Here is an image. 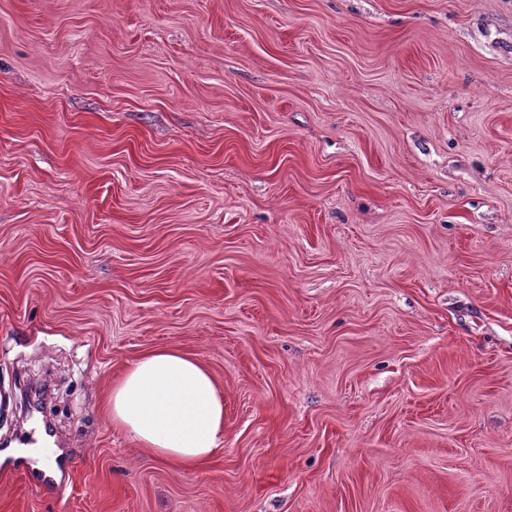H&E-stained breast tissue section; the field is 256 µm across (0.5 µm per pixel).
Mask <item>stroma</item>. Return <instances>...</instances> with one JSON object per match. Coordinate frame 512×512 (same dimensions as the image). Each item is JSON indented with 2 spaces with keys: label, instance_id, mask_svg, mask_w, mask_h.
<instances>
[{
  "label": "stroma",
  "instance_id": "35a3bbf8",
  "mask_svg": "<svg viewBox=\"0 0 512 512\" xmlns=\"http://www.w3.org/2000/svg\"><path fill=\"white\" fill-rule=\"evenodd\" d=\"M175 347L224 443L106 410ZM0 512H512V0H0ZM112 426L161 459L193 467L224 440V393L194 357L159 348L138 357L112 385ZM1 455L5 460H8L7 465H13V467L16 468L21 467L25 471L29 481L35 486L42 485L49 487L55 481L51 469L33 466L31 461L22 456L18 449L2 448Z\"/></svg>",
  "mask_w": 512,
  "mask_h": 512
}]
</instances>
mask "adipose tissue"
Instances as JSON below:
<instances>
[{"label":"adipose tissue","instance_id":"obj_1","mask_svg":"<svg viewBox=\"0 0 512 512\" xmlns=\"http://www.w3.org/2000/svg\"><path fill=\"white\" fill-rule=\"evenodd\" d=\"M113 427L161 459L193 467L224 440V394L194 357L159 348L138 357L112 386Z\"/></svg>","mask_w":512,"mask_h":512}]
</instances>
